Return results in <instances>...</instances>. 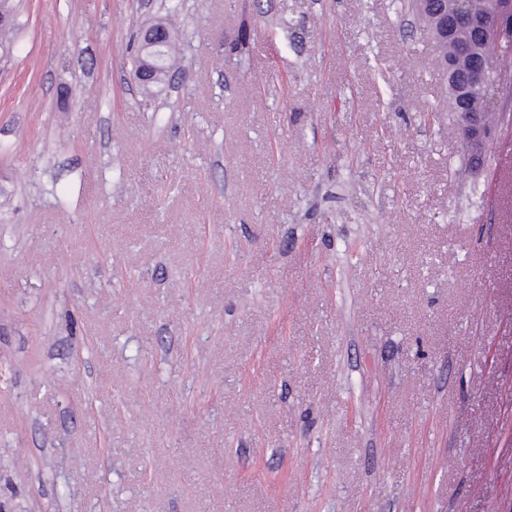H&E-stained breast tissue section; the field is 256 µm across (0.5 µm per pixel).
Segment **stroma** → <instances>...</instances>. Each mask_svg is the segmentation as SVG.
Here are the masks:
<instances>
[{"instance_id":"35a3bbf8","label":"stroma","mask_w":512,"mask_h":512,"mask_svg":"<svg viewBox=\"0 0 512 512\" xmlns=\"http://www.w3.org/2000/svg\"><path fill=\"white\" fill-rule=\"evenodd\" d=\"M14 6L0 512H512V141L411 0ZM167 42L168 32L162 24H154L140 31L137 63L134 68L137 78L144 85L158 83L166 75Z\"/></svg>"}]
</instances>
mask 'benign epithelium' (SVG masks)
<instances>
[{
  "mask_svg": "<svg viewBox=\"0 0 512 512\" xmlns=\"http://www.w3.org/2000/svg\"><path fill=\"white\" fill-rule=\"evenodd\" d=\"M420 13L433 19L431 37L452 47L440 62L455 114L460 119L466 146L476 152L487 143L492 121L505 109L501 89L490 86L491 43L502 29L497 16L481 14L467 0L448 6V0H416ZM168 32L161 24L142 29L138 37L135 73L145 85L158 83L166 75L165 50ZM487 90V105L476 112L471 105L473 90Z\"/></svg>",
  "mask_w": 512,
  "mask_h": 512,
  "instance_id": "1",
  "label": "benign epithelium"
}]
</instances>
